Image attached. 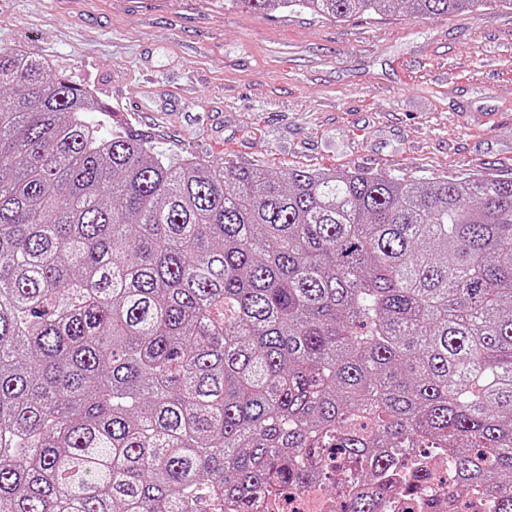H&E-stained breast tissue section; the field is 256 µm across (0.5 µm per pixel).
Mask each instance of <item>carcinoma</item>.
<instances>
[{
  "label": "carcinoma",
  "instance_id": "1",
  "mask_svg": "<svg viewBox=\"0 0 512 512\" xmlns=\"http://www.w3.org/2000/svg\"><path fill=\"white\" fill-rule=\"evenodd\" d=\"M411 18L512 0H230ZM0 47V512H343L448 456L512 512V178L173 162ZM264 512H338L344 510L336 495L325 496L323 485L313 483L292 491H275L264 497L261 506Z\"/></svg>",
  "mask_w": 512,
  "mask_h": 512
}]
</instances>
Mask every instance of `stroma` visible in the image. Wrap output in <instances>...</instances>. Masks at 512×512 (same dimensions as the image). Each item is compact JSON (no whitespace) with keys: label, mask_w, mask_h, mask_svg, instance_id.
<instances>
[{"label":"stroma","mask_w":512,"mask_h":512,"mask_svg":"<svg viewBox=\"0 0 512 512\" xmlns=\"http://www.w3.org/2000/svg\"><path fill=\"white\" fill-rule=\"evenodd\" d=\"M0 46L49 59L166 154L512 177L510 10L334 22L211 0H0Z\"/></svg>","instance_id":"stroma-1"}]
</instances>
